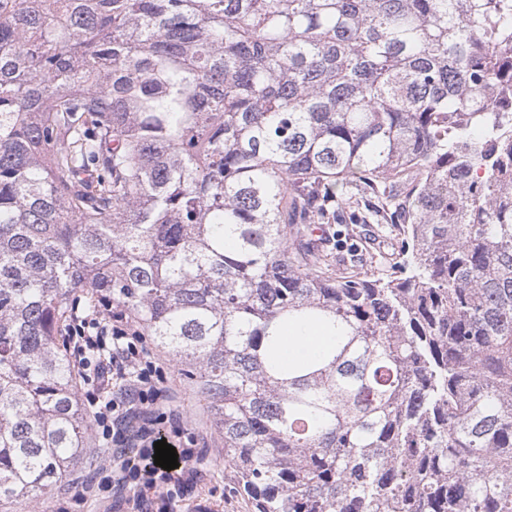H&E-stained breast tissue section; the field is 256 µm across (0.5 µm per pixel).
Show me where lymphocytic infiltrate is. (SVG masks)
Here are the masks:
<instances>
[{
    "mask_svg": "<svg viewBox=\"0 0 512 512\" xmlns=\"http://www.w3.org/2000/svg\"><path fill=\"white\" fill-rule=\"evenodd\" d=\"M111 322L112 346L108 352L99 353L96 367L99 393L92 397L90 404L103 438L117 446L128 435H136L151 456L155 453L154 425L163 414L166 398V372L124 311H113ZM177 454L178 472L196 474L200 462L198 449L181 448ZM100 472V479L82 481L80 499L95 500L103 489L130 484L169 499L173 496L170 485L178 473L155 465L140 468L117 455Z\"/></svg>",
    "mask_w": 512,
    "mask_h": 512,
    "instance_id": "obj_1",
    "label": "lymphocytic infiltrate"
}]
</instances>
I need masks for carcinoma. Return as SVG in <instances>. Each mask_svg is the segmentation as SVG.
Masks as SVG:
<instances>
[{
	"instance_id": "cac0c4a2",
	"label": "carcinoma",
	"mask_w": 512,
	"mask_h": 512,
	"mask_svg": "<svg viewBox=\"0 0 512 512\" xmlns=\"http://www.w3.org/2000/svg\"><path fill=\"white\" fill-rule=\"evenodd\" d=\"M510 100L512 0H0V512L90 452L111 306L256 512H512ZM87 328V326L85 325L84 321H82L80 324H77V325H74L71 329V337L72 339H74V337H78L82 343H80V341H78L75 346H74V342L76 341V339L73 341H70V349H69V353L72 356V350H73V347H74V351L76 352V357H77V360H79L80 362L83 360L81 359V355H83L84 353L88 351H91L93 349H95L96 347H98V345L100 344L101 342V337L102 336H99V333L96 332L95 335L91 334L88 330L86 331L85 329ZM95 338V339H94ZM78 344V345H77Z\"/></svg>"
}]
</instances>
